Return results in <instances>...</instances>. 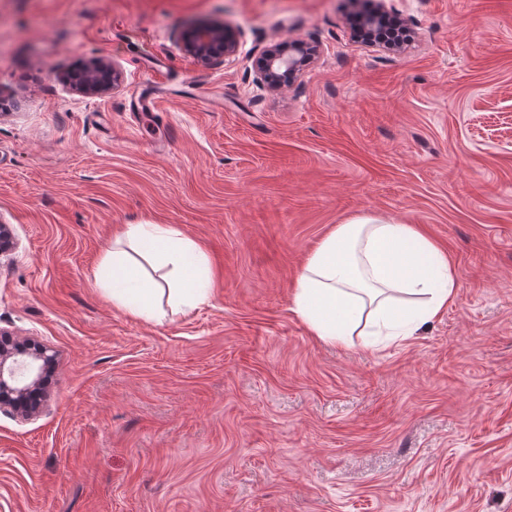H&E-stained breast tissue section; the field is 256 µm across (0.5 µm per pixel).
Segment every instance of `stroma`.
Listing matches in <instances>:
<instances>
[{
  "instance_id": "1",
  "label": "stroma",
  "mask_w": 512,
  "mask_h": 512,
  "mask_svg": "<svg viewBox=\"0 0 512 512\" xmlns=\"http://www.w3.org/2000/svg\"><path fill=\"white\" fill-rule=\"evenodd\" d=\"M392 3L398 51L353 38L352 0H0V330L57 355L39 412H0V512H512V0ZM209 21L235 56L184 53ZM285 39L316 55L272 91L257 58ZM101 60L113 91L69 87ZM366 215L420 225L456 277L373 351L293 304L307 254ZM145 220L213 281L159 324L95 278ZM184 51L200 61L211 62L234 56L239 48V34L223 22L191 27L180 35Z\"/></svg>"
}]
</instances>
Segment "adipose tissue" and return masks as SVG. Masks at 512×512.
<instances>
[{
	"mask_svg": "<svg viewBox=\"0 0 512 512\" xmlns=\"http://www.w3.org/2000/svg\"><path fill=\"white\" fill-rule=\"evenodd\" d=\"M118 310L161 320L167 309L205 302L212 279L198 244L171 224L124 225L96 274ZM456 293L452 264L414 224L362 217L337 225L307 256L294 309L326 343L347 347L367 326L365 348L379 337L404 340L446 310Z\"/></svg>",
	"mask_w": 512,
	"mask_h": 512,
	"instance_id": "1",
	"label": "adipose tissue"
}]
</instances>
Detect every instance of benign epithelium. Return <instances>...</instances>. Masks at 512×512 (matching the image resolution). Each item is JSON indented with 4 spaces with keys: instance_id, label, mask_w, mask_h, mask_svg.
<instances>
[{
    "instance_id": "obj_1",
    "label": "benign epithelium",
    "mask_w": 512,
    "mask_h": 512,
    "mask_svg": "<svg viewBox=\"0 0 512 512\" xmlns=\"http://www.w3.org/2000/svg\"><path fill=\"white\" fill-rule=\"evenodd\" d=\"M381 16L404 21L388 0H376V13L361 20L364 45H377L374 33ZM180 39L188 55L205 62L234 56L240 44L239 34L222 22L193 26L182 32ZM312 61V49L307 42L288 40L263 52L259 79L271 90L282 89L293 84ZM119 81L120 72L115 64L102 62L94 70L72 74L69 85L87 95H103L116 88ZM55 365L56 354L46 346L34 347L23 340L6 343L0 339V412L21 419L38 413L44 397V378Z\"/></svg>"
}]
</instances>
